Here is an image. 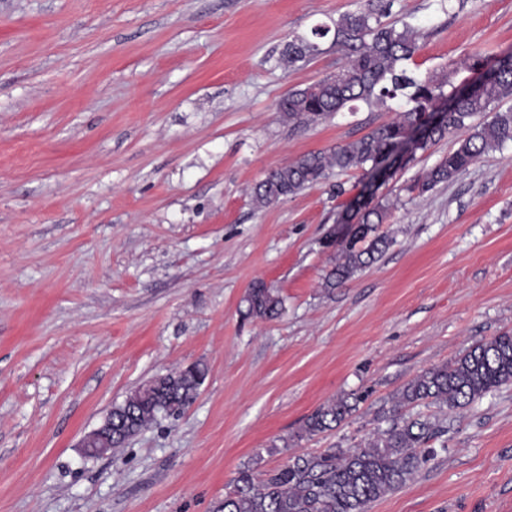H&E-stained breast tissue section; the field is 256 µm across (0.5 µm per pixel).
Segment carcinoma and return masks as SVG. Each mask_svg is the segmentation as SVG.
Wrapping results in <instances>:
<instances>
[{
	"mask_svg": "<svg viewBox=\"0 0 512 512\" xmlns=\"http://www.w3.org/2000/svg\"><path fill=\"white\" fill-rule=\"evenodd\" d=\"M389 4L368 0V9L339 16L330 24L314 27L311 36H296L281 52L280 62L297 69L323 53L320 41L331 38V46L343 52L338 69L299 89L288 91L281 102L285 118L297 125L326 119L344 109L354 112L357 104L386 107L399 101L405 109L366 135L327 151H313L294 162L271 170L253 190L260 207L293 196L326 179L331 170L360 169L373 179L385 165L402 156L411 157L428 145L461 130L467 135L456 142L418 184L426 192L449 183L489 150L512 142V107L496 109V103L512 97V52L487 65L473 55L468 68L480 78L461 93L445 95V73L421 75L407 63L419 49L420 33L400 19L386 22ZM451 101L439 109L443 99ZM485 112L491 120L473 123ZM389 205L370 193L350 209V233L337 237L339 258L326 275L334 288L376 260L388 246L376 234L384 223ZM246 318L272 319L282 309V298L264 283L249 288L244 299ZM207 369L198 363L158 375L112 407V422L123 421L112 447L126 441L159 418H177L194 401ZM512 384V333L482 339L454 361L423 369L399 393L388 427L379 429L357 448H327L296 455L277 468L256 473L250 466L238 470L233 486L216 512H370L372 504L415 479L437 450L429 442L442 433L429 419L401 413L406 406L434 404L464 407L504 385ZM364 393L333 399L309 415L302 434L320 435L343 421Z\"/></svg>",
	"mask_w": 512,
	"mask_h": 512,
	"instance_id": "obj_1",
	"label": "carcinoma"
}]
</instances>
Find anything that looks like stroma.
<instances>
[{"label":"stroma","instance_id":"1","mask_svg":"<svg viewBox=\"0 0 512 512\" xmlns=\"http://www.w3.org/2000/svg\"><path fill=\"white\" fill-rule=\"evenodd\" d=\"M419 73L468 79L512 51V0H390ZM367 0H0V512H215L237 471L366 442L397 392L477 340L512 332V143L425 193L453 148L417 151L383 185V256L325 287L324 246L360 189L350 170L269 206L275 167L351 141L394 110L288 123L293 36ZM264 282L284 300L247 319ZM207 366L178 419L102 458L80 441L156 375ZM365 393L334 430L299 438L330 398ZM438 417L445 449L370 512H512V385ZM246 304L242 315L245 318L272 319L279 315L282 309V298L272 288L264 283H256L249 288L244 299Z\"/></svg>","mask_w":512,"mask_h":512}]
</instances>
